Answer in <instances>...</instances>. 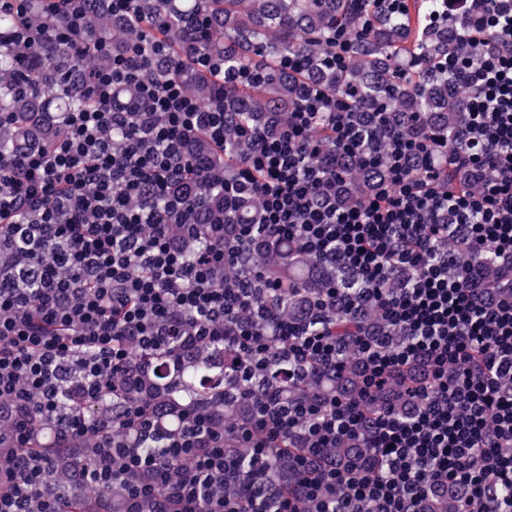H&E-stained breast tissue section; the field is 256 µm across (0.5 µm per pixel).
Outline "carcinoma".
<instances>
[{
  "mask_svg": "<svg viewBox=\"0 0 512 512\" xmlns=\"http://www.w3.org/2000/svg\"><path fill=\"white\" fill-rule=\"evenodd\" d=\"M136 13L157 23L156 38L171 47L172 56L154 58L151 76L163 79L175 76L185 82L187 91L203 102L209 101L216 86L206 72L184 66L175 69L174 61H187L206 55L224 63V70L252 68L253 86L245 91L224 93L225 150L214 149L204 138L194 136L186 145L190 157L205 158L210 170L194 181L187 200L195 206L197 223L222 224L224 232L233 233L240 224L255 219V200H245L236 207L226 206L224 192L217 182L224 168L247 156L252 145L244 127L272 132L288 121V113L299 101L301 83H319L338 99L350 102L354 112H390L397 131L404 134L457 133L462 128L465 104L461 91L424 65L412 68L407 78L398 76V60L407 62L443 58L457 46L462 30L457 25L442 26L420 33L421 23L410 15L363 7V0H136ZM28 23L49 27L54 19L44 5L33 0L28 6ZM83 36L112 38L113 47L140 41V31L127 21L112 15L108 0H87ZM347 25L345 63L341 69L310 67L297 74L281 64L289 56L300 55L317 60L327 50L326 37L337 22ZM21 18L0 13V113L10 119L0 127V153L20 156L37 151L63 131L65 113L79 109L86 101L77 89L86 75L101 68L105 61L88 55L75 59L67 43L46 41L37 48L23 41L11 40ZM336 167L345 170L341 185L343 199L355 201L348 188L373 184L384 174L381 167L364 169L347 158L336 156ZM183 258L189 262L196 251L208 244L200 234L190 237L183 227L169 229ZM455 269L472 261H481L488 274H494L496 261L464 251L454 253ZM256 268L264 278L290 290L283 300L281 315L304 328L311 323L305 310L307 295L293 294L295 288L318 290L330 288L345 279L337 267L317 261L310 255L283 242L274 244L258 236L250 240L243 253L224 263V283L244 279L246 269ZM19 257L9 249L0 253V277L17 278ZM237 353L232 347L198 345L178 356L166 347L145 356V364L136 369L139 385L115 397L104 393L93 402L73 398L68 383L58 384L66 413L83 414L107 421L121 433L126 403L141 405L147 415H157L156 429L165 435L198 413H208L223 421L227 437L231 424L241 418L247 392H275L296 404H314L334 394L354 391L359 378V354L348 350L343 358L346 374L342 379L308 371L290 385L283 377L288 360L281 350H274L262 368L243 372L236 366ZM60 428L59 418L43 417L35 421L36 436L23 448L0 445V462L6 464L20 453L49 457L45 472L47 491L64 499L70 512H105L103 491L97 485L81 484L77 474L96 456L98 437L91 431L69 443V450L50 454L46 441ZM283 451L271 460L275 477L288 476L289 440Z\"/></svg>",
  "mask_w": 512,
  "mask_h": 512,
  "instance_id": "obj_1",
  "label": "carcinoma"
}]
</instances>
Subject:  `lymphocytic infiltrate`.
Here are the masks:
<instances>
[{"label": "lymphocytic infiltrate", "instance_id": "obj_1", "mask_svg": "<svg viewBox=\"0 0 512 512\" xmlns=\"http://www.w3.org/2000/svg\"><path fill=\"white\" fill-rule=\"evenodd\" d=\"M440 2L431 23L466 21L460 49L429 64L466 90L460 144L391 133L385 175L355 205H330L337 153L369 152L370 128L387 121L371 112L360 126L314 85L278 136H255L248 157L224 178L226 193L257 196L267 236L288 238L361 281L353 306L375 305L387 327L360 324L341 337L339 288L312 294L320 331L292 332L275 311L280 284L242 288L218 279L252 227L231 237L223 225H210L211 246L189 263L169 241L168 225L197 229L192 209L168 189L208 168L185 154L188 134L201 131L223 144V94L204 106L176 79H144L153 55L167 51L161 42L119 51L106 39L78 44L82 0H46L57 26L24 27L20 38L72 41L77 55L93 51L109 65L81 88L86 104L67 113L59 138L29 155L0 157V223L28 240L27 259L42 268L34 288L0 281V414L15 421L0 432L1 443L28 444L33 421L58 414L54 381L73 369L81 399L91 402L133 386L132 364L162 345L176 354L229 339L251 366L279 348L296 378L315 363L341 370L336 353L346 343L362 359L356 393L313 409L249 400L231 444L214 421L197 415L180 434L162 437L163 465L121 452L104 425L102 457L83 469V482L121 486L125 512H142L145 500L154 512H430L431 501L448 492L462 493V512H512L493 493L512 486V391L501 385L512 378V0ZM129 83L140 97L116 110L113 94ZM117 125L125 129L119 149L112 144ZM414 151L428 162L411 177L405 160ZM147 189L164 197L162 208L133 206ZM451 238L497 259L496 275L478 263L452 270L439 252ZM48 240L64 251L46 255L41 244ZM401 270L410 278L387 287ZM248 312L264 317V330L245 320ZM188 316L190 333L182 329ZM230 318L237 327L228 338ZM287 437L297 449L288 483L243 478L241 463L267 471ZM358 440L366 448L361 457L340 465L329 456L337 442ZM130 471L140 473V483L123 482ZM224 480L237 482L239 493L214 495L212 486ZM37 496L42 512H64L45 493L38 459L20 455L14 466H0V512H26Z\"/></svg>", "mask_w": 512, "mask_h": 512}]
</instances>
